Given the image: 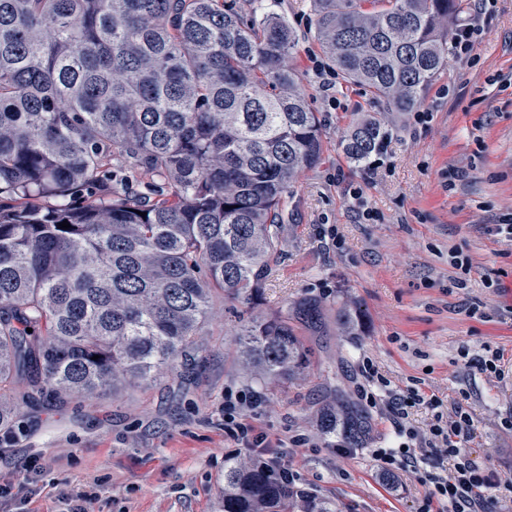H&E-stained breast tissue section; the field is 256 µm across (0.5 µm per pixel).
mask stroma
<instances>
[{
	"label": "stroma",
	"mask_w": 512,
	"mask_h": 512,
	"mask_svg": "<svg viewBox=\"0 0 512 512\" xmlns=\"http://www.w3.org/2000/svg\"><path fill=\"white\" fill-rule=\"evenodd\" d=\"M263 4L295 27L291 62L323 123L324 160L284 202L281 250L254 308L269 315L321 301V328L294 323L305 372L251 381L235 351L242 305L215 292L192 363L53 409L24 387L11 393L19 430L11 464L0 466V512H223L225 460L260 459L224 434L230 394L249 396L245 419L280 450L297 487L345 512H417L429 485L406 470L384 475L372 457L402 439L360 396L366 360L395 391L462 403L475 424L468 450L491 485L512 480V240L497 231L512 220V0H487L476 50L450 59L425 93L430 121L385 113L392 135L358 170L340 138L376 105L356 86H338V105L324 98L311 0ZM452 250L469 256V276L450 264ZM494 351L503 376L472 367ZM340 402L367 417L361 447L322 425Z\"/></svg>",
	"instance_id": "35a3bbf8"
}]
</instances>
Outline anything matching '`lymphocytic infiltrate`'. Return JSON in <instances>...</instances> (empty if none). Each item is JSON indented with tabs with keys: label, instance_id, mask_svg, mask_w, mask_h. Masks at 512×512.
<instances>
[{
	"label": "lymphocytic infiltrate",
	"instance_id": "1",
	"mask_svg": "<svg viewBox=\"0 0 512 512\" xmlns=\"http://www.w3.org/2000/svg\"><path fill=\"white\" fill-rule=\"evenodd\" d=\"M367 380L364 396L372 406H381L389 413L398 431L407 432L409 440L400 448H378L373 452L382 470L418 471L422 480L429 484L431 493L425 498L418 512H432L434 504H442L446 512H490L488 477L483 467L472 458L466 448L475 434L474 422L462 405H455L452 415H444L443 403L434 396L419 393L411 388L399 393L390 390L372 362H364ZM243 397L226 399L224 402V432L246 448L266 446L267 438L256 432L253 425L244 422L241 413ZM422 405L433 413V422L426 433H418L406 427L411 408ZM438 450L443 462L436 471H421L420 464L425 449Z\"/></svg>",
	"mask_w": 512,
	"mask_h": 512
}]
</instances>
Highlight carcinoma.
<instances>
[{
	"label": "carcinoma",
	"mask_w": 512,
	"mask_h": 512,
	"mask_svg": "<svg viewBox=\"0 0 512 512\" xmlns=\"http://www.w3.org/2000/svg\"><path fill=\"white\" fill-rule=\"evenodd\" d=\"M246 2L0 0V392L61 403L146 381L195 350L214 291L258 296L323 140L296 30ZM313 2L323 53L387 112L414 111L448 68L459 0ZM391 133L368 116L343 151L363 168ZM112 158L160 176L155 197L98 198ZM238 344L259 381L306 363L286 312L248 318ZM224 512L340 505L229 459Z\"/></svg>",
	"instance_id": "obj_1"
}]
</instances>
